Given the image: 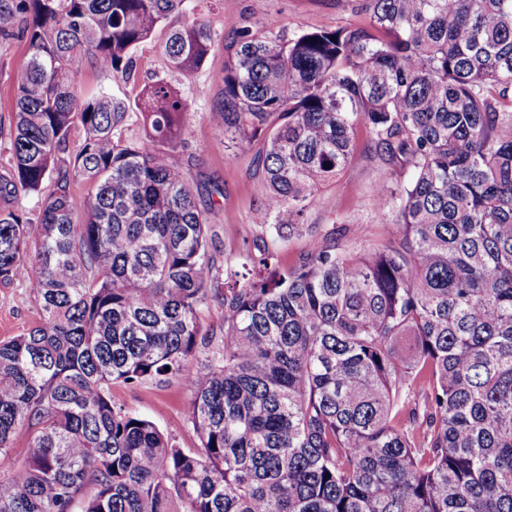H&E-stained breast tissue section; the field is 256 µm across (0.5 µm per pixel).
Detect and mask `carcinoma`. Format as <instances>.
Wrapping results in <instances>:
<instances>
[{
  "instance_id": "cac0c4a2",
  "label": "carcinoma",
  "mask_w": 512,
  "mask_h": 512,
  "mask_svg": "<svg viewBox=\"0 0 512 512\" xmlns=\"http://www.w3.org/2000/svg\"><path fill=\"white\" fill-rule=\"evenodd\" d=\"M186 9L0 0V39L27 43L0 283L28 281L39 305L0 341V459L31 429L24 462L0 470V512H512V0H361L362 23L288 37L224 19L210 118L235 145L264 140L276 234L308 228L363 127L389 172L376 215L399 235L289 268L245 254L247 273L225 270L222 346L196 367L218 276L171 161L188 96L158 76L133 110L77 87L88 67L129 77ZM216 37L200 17L168 29V72L190 78ZM138 124L145 140L127 138ZM172 378L196 448L112 400Z\"/></svg>"
}]
</instances>
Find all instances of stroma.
I'll return each mask as SVG.
<instances>
[{
    "instance_id": "35a3bbf8",
    "label": "stroma",
    "mask_w": 512,
    "mask_h": 512,
    "mask_svg": "<svg viewBox=\"0 0 512 512\" xmlns=\"http://www.w3.org/2000/svg\"><path fill=\"white\" fill-rule=\"evenodd\" d=\"M189 12L209 20L216 31H223L225 17H246L290 34L298 30L333 29L362 22L356 0H188ZM164 31L134 54L136 67L132 79L89 68L78 77L87 91L104 90L124 99H135L156 76L167 74L161 45ZM27 51L21 40L0 43V167L11 157L13 139V93L8 77L10 68ZM224 39H217L203 66L190 80L172 75L173 84L182 86L191 101L193 114L183 148L172 157L173 164L198 188L199 206H210V233L218 269L240 267L245 251L266 244L282 265H292L301 255L317 251L326 240L337 247L356 251L384 244L396 236V227L379 223L375 214V191L386 177L377 163L358 159L335 180L324 185L320 202L308 211L307 223L315 232L282 240L270 230L272 218L266 208L267 187L257 156L263 152L262 140L237 146L228 145L223 131L214 127L210 110L223 87ZM220 185L223 197L209 202L212 185ZM39 319V306L27 282L0 284V341L25 332ZM187 394L179 380L158 386L117 384L112 399L127 411L146 417L175 439L183 448L199 444L196 433L184 415Z\"/></svg>"
}]
</instances>
